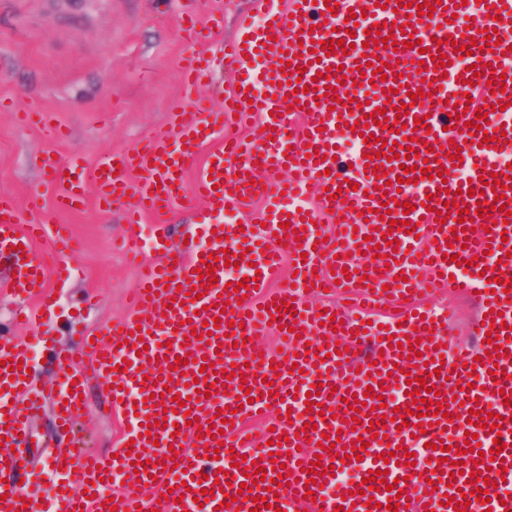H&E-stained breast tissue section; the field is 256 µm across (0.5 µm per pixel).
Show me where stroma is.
<instances>
[{
  "label": "stroma",
  "instance_id": "stroma-1",
  "mask_svg": "<svg viewBox=\"0 0 512 512\" xmlns=\"http://www.w3.org/2000/svg\"><path fill=\"white\" fill-rule=\"evenodd\" d=\"M179 0H0V193L23 207L39 208L49 221L35 249L53 253L55 227L69 225L77 251L71 276L49 281L55 307L49 328L57 342H71L100 323L122 320L139 266L119 244L131 233L149 237L157 217L123 221V205L100 210L87 200L78 211L55 209L58 187L46 177L47 151L60 157L81 154L94 166L106 153L133 146L161 130L180 96L178 66L190 53L179 32ZM264 0H197L198 15L224 13L219 41L233 39L242 24L259 22ZM56 113L68 137L57 142L48 128L26 120V112ZM422 306L451 311L448 344L468 347L477 340L475 301L440 288L421 297ZM84 404L74 427L93 454L107 459L120 447L123 421L100 379L88 377ZM32 441L22 449L21 477L41 471L63 442L54 408L31 425Z\"/></svg>",
  "mask_w": 512,
  "mask_h": 512
}]
</instances>
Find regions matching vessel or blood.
<instances>
[{
  "label": "vessel or blood",
  "mask_w": 512,
  "mask_h": 512,
  "mask_svg": "<svg viewBox=\"0 0 512 512\" xmlns=\"http://www.w3.org/2000/svg\"><path fill=\"white\" fill-rule=\"evenodd\" d=\"M331 10L328 0H289L287 7L268 6L261 24H245V42H234L224 53V67L232 72L239 91L232 103L254 102L260 127L252 138H225L213 167H202L194 184L185 172L199 146L209 139L223 114L200 106L193 98L197 84L209 76L211 61L202 54L186 58L182 67L184 99L173 107L168 130L131 151H115L93 169L82 160L44 156L43 167L60 192L55 206L76 210L86 201V185L94 183L99 204H122L128 223H139L143 213L168 211L185 197L201 199V234L187 244L170 246L154 241L159 257L142 264L133 298V313L118 325L102 324L94 335H81L68 345L53 348L58 369L56 415L59 427L70 426L75 408L81 407L85 371H93L105 384L112 404L124 417V441L130 450L101 460L90 455L79 436H72L63 452L51 457L43 475L55 484L53 512H147L144 496L154 492L158 512H298L314 503L320 512H336L344 497L354 502L352 512H387L389 491H373L365 483L368 472L387 470V482L403 492L397 512H455L445 496L470 493L476 482L466 473L482 466L490 481H506L511 491L491 493L489 501H472L466 512H512V298L504 281H512V178L505 180L504 210L494 209L495 195L485 189L484 178L497 172L494 156L512 141V0H482L473 10L463 0H442L432 15H418L417 5L429 0H338ZM359 13L351 22L350 13ZM223 23L212 12L199 25L194 0H186L181 31L192 44L207 45ZM381 25L382 35L402 41L415 32L421 49L432 58L422 61L421 49L393 51L375 43L369 30ZM499 40L488 43V31ZM353 39L350 54L327 55L322 48L330 39ZM461 50L449 53L448 42ZM476 43L473 55L462 47ZM450 54V64L436 66L434 59ZM490 64V77L475 76L470 64ZM385 68L384 86L360 82L366 66ZM315 84L316 93L294 94L292 83ZM503 80L505 91L490 84ZM481 93L479 109L469 106L471 88ZM337 98H329L328 89ZM409 112L397 116L401 105ZM386 118H399L402 127L392 133L369 125L374 144L355 136L352 160L338 158L339 131L375 109ZM485 111L487 131L496 132L490 147L472 141L471 126L477 111ZM422 126H415V119ZM461 149V160L449 157L448 144ZM377 155L376 168L367 158ZM430 174H422L421 166ZM454 172L445 181L439 170ZM386 179L376 178V171ZM405 184H398V177ZM314 189L315 207L297 208L307 189ZM264 199L265 207L243 223L215 222L218 213ZM413 211H405V204ZM391 212L383 218L381 209ZM474 211V219L460 221L459 209ZM337 221L335 238H326L323 217ZM409 221L411 231H394L391 221ZM44 216L25 217L9 196L0 194V255L17 272L14 295L26 299L44 296L43 279L63 278L67 266L50 269L33 243L41 237ZM464 225V240L453 230ZM390 234L396 247L383 245ZM451 247L457 261L444 258ZM245 260L259 270L257 287L237 292L227 278L211 281L197 270L209 256ZM288 262L295 275L290 285L269 289L270 272ZM339 280L365 305L391 303L394 311L386 329L355 317L345 308L316 305L305 300L314 284ZM459 292L477 294L483 317L476 346L453 352L440 351L447 318L431 311L416 314L414 298L446 284ZM202 287L201 299L191 288ZM229 303L221 310L219 300ZM216 329H208L212 319ZM278 328L286 347L281 354L262 353L256 342L270 328ZM142 336H135V329ZM498 338L491 352L487 335ZM414 349H406V339ZM346 354H337L338 345ZM482 365H474V357ZM442 366H435L436 358ZM27 348L0 337V512H35L37 482L19 485L14 473L17 460L12 448L22 446L29 422L39 410L42 391L32 376L12 378L4 362L27 360ZM358 372H351L350 364ZM212 365L209 397H199L192 380L203 365ZM242 375H230L231 366ZM430 377L440 394L445 418L434 413L408 416L407 426L394 420L396 408L413 406L412 391ZM321 384L312 394L313 384ZM248 385L252 403L239 404L224 396L226 387ZM382 387L383 397L371 400L361 412L346 407V400ZM17 403H10V396ZM184 403L185 413L175 410ZM309 403V413L279 420L275 431L252 443L241 430L245 417L269 406L280 411ZM500 415V426L490 430L478 424L479 411ZM196 424H189V417ZM385 421L384 433L372 437L369 426ZM287 436L275 445L276 432ZM477 432L466 440V432ZM340 436L347 447H360L361 459H342L335 452L306 451L323 435ZM501 453H494L495 441ZM435 449H427V442ZM471 452H463V445ZM244 448L247 467L231 464L234 450ZM394 453L392 463L382 456ZM414 454L413 467H405L406 454ZM464 461V474L450 475L453 462ZM320 463L317 476L308 473ZM355 471L356 481L338 484L328 467ZM266 471L267 479L254 484L251 497L237 494L245 472ZM79 480L83 491L72 494L68 484ZM125 480L120 495L115 481ZM335 486L327 494V486ZM266 498L255 507L254 498Z\"/></svg>",
  "instance_id": "obj_1"
}]
</instances>
